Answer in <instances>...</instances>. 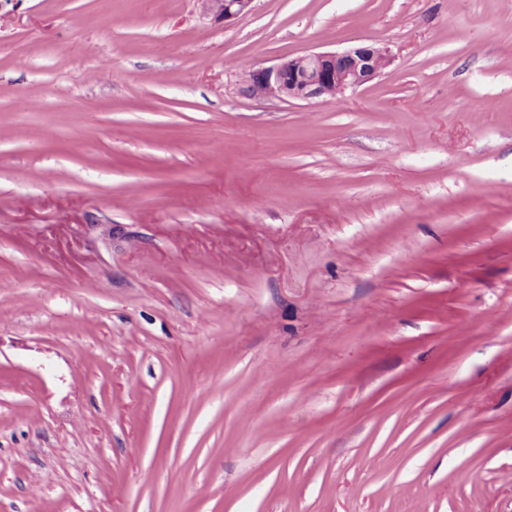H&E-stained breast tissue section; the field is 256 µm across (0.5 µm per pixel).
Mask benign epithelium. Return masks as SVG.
<instances>
[{
	"label": "benign epithelium",
	"mask_w": 512,
	"mask_h": 512,
	"mask_svg": "<svg viewBox=\"0 0 512 512\" xmlns=\"http://www.w3.org/2000/svg\"><path fill=\"white\" fill-rule=\"evenodd\" d=\"M254 0H202L203 14L228 23L249 13ZM393 63L391 50L367 45L342 52H310L251 69L239 93L255 100L301 101L335 98L379 78Z\"/></svg>",
	"instance_id": "obj_1"
}]
</instances>
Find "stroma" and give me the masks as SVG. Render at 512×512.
I'll list each match as a JSON object with an SVG mask.
<instances>
[{
    "label": "stroma",
    "mask_w": 512,
    "mask_h": 512,
    "mask_svg": "<svg viewBox=\"0 0 512 512\" xmlns=\"http://www.w3.org/2000/svg\"><path fill=\"white\" fill-rule=\"evenodd\" d=\"M0 512H512V0H0ZM203 14L214 23H224L249 13L254 0H202ZM393 58L387 46L376 44L342 52L288 56L272 66L244 69L240 83H246L249 76L250 79L240 85L239 93L255 100L310 102L332 99L379 78L393 63Z\"/></svg>",
    "instance_id": "35a3bbf8"
}]
</instances>
